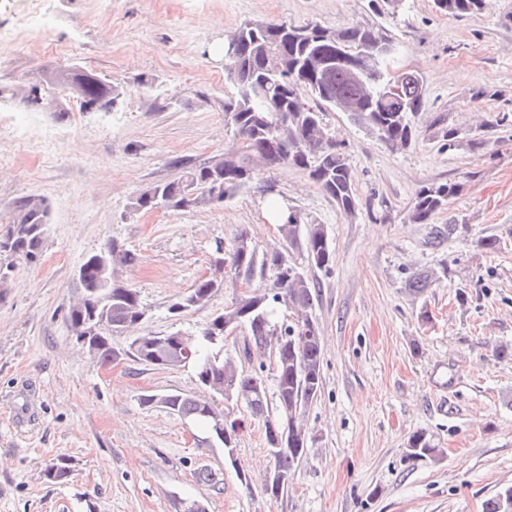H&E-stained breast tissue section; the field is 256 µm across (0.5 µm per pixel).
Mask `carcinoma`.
Returning a JSON list of instances; mask_svg holds the SVG:
<instances>
[{
    "instance_id": "obj_1",
    "label": "carcinoma",
    "mask_w": 512,
    "mask_h": 512,
    "mask_svg": "<svg viewBox=\"0 0 512 512\" xmlns=\"http://www.w3.org/2000/svg\"><path fill=\"white\" fill-rule=\"evenodd\" d=\"M434 7L453 17L476 16L486 0H433ZM276 51L288 60V68L271 70L268 55ZM358 56L361 79L355 80L353 64L347 55ZM399 48L388 32L379 27L354 25L332 29L307 26L248 22L224 42L227 79L235 92L224 102V114L233 138L240 148L231 147L216 156L210 166L190 168L183 175L164 183L149 185L135 196L133 208L182 210L207 206L201 191L215 181L224 186V200H232L253 183L255 175L280 166L307 173L339 210L351 216L356 209V190L351 163L345 146L330 138L323 116L336 110L335 102L351 103L348 118L377 135L393 149L408 148L419 136L415 117L421 112L424 83L405 79L393 87ZM72 79V91L81 109L90 104L98 112H112L124 97V89L112 80L81 67H58ZM309 99H304L302 92ZM435 134L448 145H467L484 150L488 144L461 134L448 124L444 114L433 121ZM462 190L458 182L429 184L416 192L408 211L413 224H428ZM47 201L39 195L14 199L0 212V288L8 286L4 275L14 269V260L37 261L42 254L49 224ZM278 232L283 247L258 251L249 232L237 231L231 249L219 244L209 265L220 260L223 274L233 281H245L257 273H271L269 284L237 294L231 309L215 314L198 333L187 337L191 357L188 364L209 398L169 392L168 410L205 426L224 447H237L239 430L229 406L246 410L262 422L273 471L291 476L302 462L310 433L304 414L321 393V330L313 315L318 283L308 277L306 268L326 269L333 260L324 225L313 224L298 210L281 206ZM6 243L9 249L1 247ZM139 261L136 252L115 240L107 241L79 266L88 287L86 296L69 305L66 319L72 335L88 352L104 363L116 360L111 338L127 332L145 315L136 289L120 278V271ZM448 274V265L414 272L405 287L422 294ZM228 284L210 276L201 278L179 298L180 312L206 306L212 296ZM294 317L280 318V310ZM245 333L238 352L272 353L273 389H268L262 371L247 373L229 353H224L227 323ZM171 336H140L132 340L127 353L139 361L166 368L182 367L171 353ZM276 428L288 425V445L275 444L269 423ZM439 448L427 433H412L406 444L409 460L434 458ZM487 512H512V487L500 491L487 503Z\"/></svg>"
}]
</instances>
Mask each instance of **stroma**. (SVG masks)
Masks as SVG:
<instances>
[{"instance_id": "1", "label": "stroma", "mask_w": 512, "mask_h": 512, "mask_svg": "<svg viewBox=\"0 0 512 512\" xmlns=\"http://www.w3.org/2000/svg\"><path fill=\"white\" fill-rule=\"evenodd\" d=\"M26 14L47 24L0 44L1 85L65 64L126 95L115 111L74 102L62 118L0 100V207L36 194L50 209L40 261L17 262L0 292V512H186L194 502L206 512H485L512 486V361L494 353L512 344V0H488L475 17L408 0L394 19L368 0H0V30ZM247 21L386 28L423 77L422 135L395 150L346 113L326 112L350 155L351 216L288 166L262 171L221 205L132 211L144 186L231 141L233 87L214 49ZM66 45L79 54H57ZM481 88L496 97H477ZM441 112L487 150L445 145L426 127ZM446 181L462 185L447 209L408 223L416 191ZM273 199L323 225L334 251L328 270L310 272L323 359V387L306 412L312 439L276 498L262 489L271 463L258 421L237 411L245 427L226 452L202 426L140 402L199 395L192 368L101 363L66 321L80 264L114 239L141 257L124 272L147 310L133 334L199 330L234 289L176 317L170 306L239 228L259 250L281 246L263 214ZM481 237L497 238L499 250L478 249ZM443 263L447 277L425 293L406 288L414 271ZM418 430L438 443L439 459H406ZM60 463L67 476L48 480ZM201 469L219 484L197 481Z\"/></svg>"}]
</instances>
